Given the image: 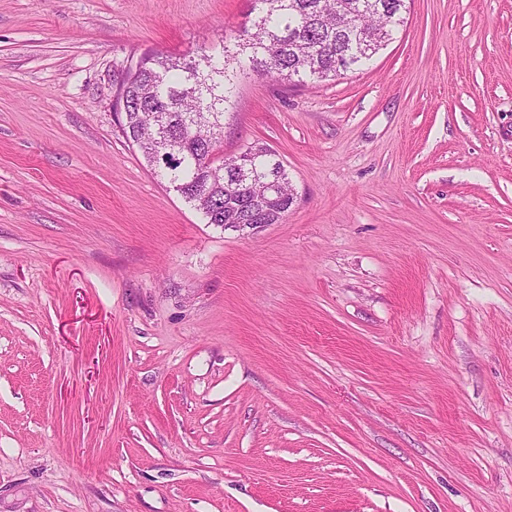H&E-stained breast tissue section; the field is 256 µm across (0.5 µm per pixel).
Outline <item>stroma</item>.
Here are the masks:
<instances>
[{"label": "stroma", "instance_id": "obj_1", "mask_svg": "<svg viewBox=\"0 0 512 512\" xmlns=\"http://www.w3.org/2000/svg\"><path fill=\"white\" fill-rule=\"evenodd\" d=\"M252 0H0V512H512V0H409L371 65L229 64L206 223L114 68L236 52Z\"/></svg>", "mask_w": 512, "mask_h": 512}]
</instances>
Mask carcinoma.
<instances>
[{"label": "carcinoma", "instance_id": "carcinoma-1", "mask_svg": "<svg viewBox=\"0 0 512 512\" xmlns=\"http://www.w3.org/2000/svg\"><path fill=\"white\" fill-rule=\"evenodd\" d=\"M407 0H253L256 17L240 44L259 76L299 84L335 79L366 65L404 22ZM227 50L215 55L154 54L124 67L122 132L155 173L208 224H278L292 202L288 173L268 148L252 145L208 161L224 136ZM261 167L284 185L278 199L256 198L242 171Z\"/></svg>", "mask_w": 512, "mask_h": 512}]
</instances>
